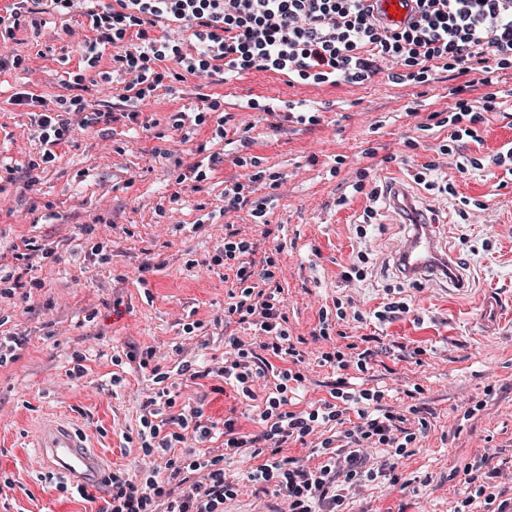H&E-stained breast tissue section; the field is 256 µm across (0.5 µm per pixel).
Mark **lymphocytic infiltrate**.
<instances>
[{
	"label": "lymphocytic infiltrate",
	"mask_w": 512,
	"mask_h": 512,
	"mask_svg": "<svg viewBox=\"0 0 512 512\" xmlns=\"http://www.w3.org/2000/svg\"><path fill=\"white\" fill-rule=\"evenodd\" d=\"M62 13L80 6L100 9L102 16L120 12L136 21L139 44L115 55L129 79L136 82L137 60L155 52L157 42H173L174 31L194 29L197 50L204 61V77L222 75L225 69L275 66L303 73L319 69L324 77L356 79L368 71V59L360 51L370 45L394 53H408L430 60L440 49L452 48L467 58L479 51H512V0H417V16L404 30L380 26L369 0H52ZM238 263L233 278L241 291L224 309L225 318L253 325L263 339L258 350L244 349L238 337H228L224 364L225 380L236 383L246 397H253V384L273 368V359L287 362L280 382L269 392L266 406L254 414L260 432L238 435L233 421L224 423V448L236 453L251 447L257 462L238 479H228L220 457L196 455L180 466L169 455L184 435L163 434L161 424L142 418L139 437L144 447L167 455L172 488L159 485L155 476L138 482L112 474L111 497L102 512H224L226 500L234 498L240 483L255 492H273L279 498L277 512H346L349 496L359 494L376 479L396 485V457L426 435L430 424L424 407L412 405L397 412L384 405L380 389H356L347 378H337L329 399L308 408L291 409L288 382L303 385V354L289 341L287 320L279 288L273 287L271 270H255ZM259 277L263 288L248 281ZM335 423V437L319 438L318 429ZM310 445L320 456L309 467L284 459L280 451L287 441ZM496 449H486L478 460L465 464L462 472L467 494L452 512H472L482 504L483 512H512V497H506L499 480L502 473L490 465Z\"/></svg>",
	"instance_id": "f902f5d3"
}]
</instances>
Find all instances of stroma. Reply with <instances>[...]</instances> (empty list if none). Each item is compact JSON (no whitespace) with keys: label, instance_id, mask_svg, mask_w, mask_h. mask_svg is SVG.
<instances>
[{"label":"stroma","instance_id":"1","mask_svg":"<svg viewBox=\"0 0 512 512\" xmlns=\"http://www.w3.org/2000/svg\"><path fill=\"white\" fill-rule=\"evenodd\" d=\"M119 27L123 37L96 57L82 48L97 37L84 10L31 0L18 29L0 24V266L23 282L0 299V332L23 338L0 366V512H101L109 500L108 485L85 500L49 481L34 448L48 417L79 425L108 470L130 476L144 457L143 404L159 390L172 400L167 415L198 408L218 428L230 419L237 433L256 431L249 400L222 377L178 371L222 365L225 334L259 344L248 325L225 324L229 286L207 267L223 255L229 224L249 259L274 272L290 337L303 341L299 407L336 382L322 353L368 336L372 367L348 376L387 389L394 409L417 400L429 411L430 430L398 461L401 484L369 486L351 512H448L466 491L456 468L487 448L499 451L493 466L512 472V58L378 54L359 79L250 68L210 83L189 67L186 33L178 51L143 63L139 95L126 102L112 55L136 43L137 29ZM26 93L50 112L120 118L107 132L71 127L48 156L34 107L16 102ZM389 183L449 224L465 287L401 278L395 257L409 227L383 195ZM231 188L246 204L228 213ZM25 241L35 249L16 259ZM354 264L362 279L344 280ZM397 300L408 312L378 321ZM324 323L330 340L313 343ZM149 347L154 370L131 359Z\"/></svg>","mask_w":512,"mask_h":512}]
</instances>
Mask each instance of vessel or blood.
<instances>
[{
	"mask_svg": "<svg viewBox=\"0 0 512 512\" xmlns=\"http://www.w3.org/2000/svg\"><path fill=\"white\" fill-rule=\"evenodd\" d=\"M371 3L375 16L388 26L406 25L415 14L414 0H371ZM438 245L436 235L415 234L403 252L409 272L420 276L427 273L429 258ZM35 446L39 456L55 472L85 487H98L107 479L100 452L88 446L80 427L74 423L46 421Z\"/></svg>",
	"mask_w": 512,
	"mask_h": 512,
	"instance_id": "b4317fda",
	"label": "vessel or blood"
}]
</instances>
